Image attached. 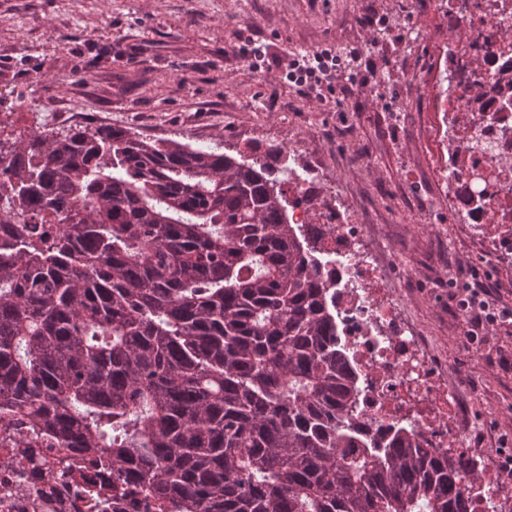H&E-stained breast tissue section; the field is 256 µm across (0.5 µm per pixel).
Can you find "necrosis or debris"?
<instances>
[{"instance_id": "obj_1", "label": "necrosis or debris", "mask_w": 512, "mask_h": 512, "mask_svg": "<svg viewBox=\"0 0 512 512\" xmlns=\"http://www.w3.org/2000/svg\"><path fill=\"white\" fill-rule=\"evenodd\" d=\"M449 29L465 40L448 39L436 67L444 77L432 109L447 161L436 176L444 204L458 223L485 229V249L512 256V0H448L442 14ZM483 132V151H473L471 136ZM304 190L324 203L317 216L305 208L293 213L296 224L317 240L318 256L334 295L336 321L359 387L355 420L373 437L405 423L423 447L438 457L473 458L483 481L474 495V512H502L503 494L512 480L494 468L499 454L467 446L462 420L453 419L447 367L436 366L418 327L402 311L391 286L390 268L362 225L332 201L331 177L321 168L306 170ZM28 474L0 468V512H25L29 492H42L46 512H81L63 472L24 461Z\"/></svg>"}]
</instances>
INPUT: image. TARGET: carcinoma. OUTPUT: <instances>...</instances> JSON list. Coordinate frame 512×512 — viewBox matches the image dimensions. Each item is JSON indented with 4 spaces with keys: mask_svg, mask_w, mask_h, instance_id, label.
<instances>
[{
    "mask_svg": "<svg viewBox=\"0 0 512 512\" xmlns=\"http://www.w3.org/2000/svg\"><path fill=\"white\" fill-rule=\"evenodd\" d=\"M285 183L127 128L0 138L3 443L89 512H470L464 463L357 432Z\"/></svg>",
    "mask_w": 512,
    "mask_h": 512,
    "instance_id": "cac0c4a2",
    "label": "carcinoma"
}]
</instances>
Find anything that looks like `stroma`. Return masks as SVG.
Returning <instances> with one entry per match:
<instances>
[{
    "label": "stroma",
    "instance_id": "35a3bbf8",
    "mask_svg": "<svg viewBox=\"0 0 512 512\" xmlns=\"http://www.w3.org/2000/svg\"><path fill=\"white\" fill-rule=\"evenodd\" d=\"M441 0H0V107L7 131L116 124L234 157L257 142L298 145L294 168L321 166L353 219L370 225L409 314L448 360V389L470 409V445L512 448V319L470 341L448 290L475 282L476 236L424 209L442 161L418 66L448 33ZM265 52L253 69L238 47ZM344 56L338 92L315 100L280 83L291 58ZM368 62L347 58L349 48ZM406 120L393 127L388 113Z\"/></svg>",
    "mask_w": 512,
    "mask_h": 512
}]
</instances>
